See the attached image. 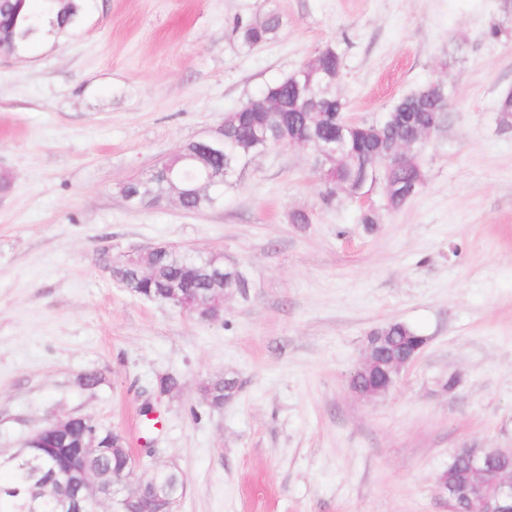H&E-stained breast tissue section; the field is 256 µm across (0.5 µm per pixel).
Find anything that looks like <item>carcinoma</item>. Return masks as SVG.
<instances>
[{
	"label": "carcinoma",
	"instance_id": "1",
	"mask_svg": "<svg viewBox=\"0 0 512 512\" xmlns=\"http://www.w3.org/2000/svg\"><path fill=\"white\" fill-rule=\"evenodd\" d=\"M39 7L29 0H0V43L16 51L35 33L47 15H55L49 24L66 32L79 23L84 0H38ZM282 26L279 12L263 4L259 16L235 23L238 43L254 48L273 40ZM329 77H320L314 92L304 103L298 101V88L280 78L267 84L249 97L241 107L224 115L220 135L224 138V154L211 155L207 165L198 161L201 145L198 141L185 144L179 152L167 157L147 173L126 180L123 196L135 207H156L174 196L189 211L213 209L223 204L226 189L232 186L224 174V160L235 167L246 163L253 155L271 145H287L299 138L310 146L324 145L336 137V123L346 112V102L337 93V80L343 73L341 55L330 61ZM451 97L448 87L434 89L426 83L400 97L387 117L375 122L354 125V137L347 150L336 162L340 180L358 182L372 163L392 149L396 140L411 137L418 129H435L441 115L448 111ZM219 259L178 251H166L145 256H130L118 267L114 278L129 293L149 294L154 298L168 288H184L195 295H206L212 288L229 293L247 287L242 272L224 267V279H216L213 267ZM388 336L414 342L419 334L408 324L388 323L381 327ZM237 390L233 378H219L204 386L206 397L224 401ZM86 466L96 471H120L125 462L110 456L91 457ZM0 512H27L26 498H34L40 512H62L70 501V480L52 457L38 450L0 469Z\"/></svg>",
	"mask_w": 512,
	"mask_h": 512
}]
</instances>
